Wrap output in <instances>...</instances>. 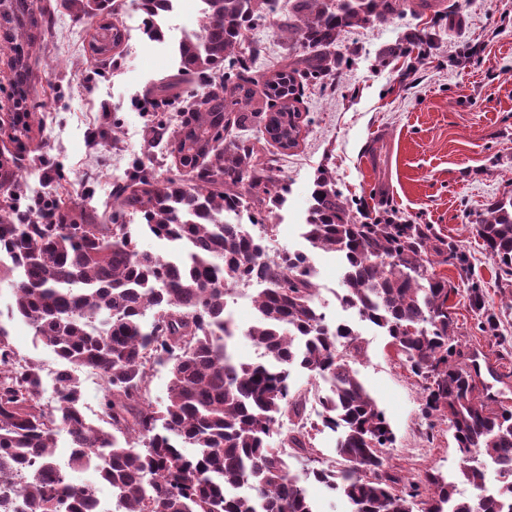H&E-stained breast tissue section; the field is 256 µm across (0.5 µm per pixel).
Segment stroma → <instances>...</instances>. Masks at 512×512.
Segmentation results:
<instances>
[{"label": "stroma", "mask_w": 512, "mask_h": 512, "mask_svg": "<svg viewBox=\"0 0 512 512\" xmlns=\"http://www.w3.org/2000/svg\"><path fill=\"white\" fill-rule=\"evenodd\" d=\"M54 22L42 60L33 66L27 107L32 143L43 148L47 170L30 173L28 199L46 198V172H60L72 202L104 213L112 184L132 162L146 158L145 96L176 74L174 46L196 28L197 13L178 10L168 21L167 40H151L132 0H121L113 20L124 30L115 67L100 70L89 43L96 24L78 20L58 0H42ZM455 10L436 23L437 40L426 65L405 78L406 61L378 64L380 53L422 27L411 16L394 18L346 34L343 48L354 64L324 89L307 90L299 105L303 123L296 148L279 150L274 174L290 187L288 201L265 235L267 251L304 249L301 224L316 172L328 166L344 195L360 199L369 215L395 211L410 224L460 248V266L439 265L437 275L455 286L449 303L455 331L481 352L489 381L502 405L512 408V275L489 257L475 230L487 204L512 193V0H453ZM10 52L0 48V153L14 151L15 117ZM118 126V140L91 142L95 129ZM318 295L327 314L350 320L335 306L341 266L335 253L315 250ZM482 289L484 310L471 308L468 291ZM9 286L0 285V326L21 357L45 369L64 363L22 320L10 317ZM494 315L496 333L482 331ZM360 331L367 351L354 363L360 379L390 421L394 441L387 464L402 479L424 480L427 472L459 470L460 454L447 420L424 412L421 377L404 364L388 336L368 325Z\"/></svg>", "instance_id": "obj_1"}]
</instances>
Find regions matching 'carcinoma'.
I'll return each instance as SVG.
<instances>
[{
	"instance_id": "1",
	"label": "carcinoma",
	"mask_w": 512,
	"mask_h": 512,
	"mask_svg": "<svg viewBox=\"0 0 512 512\" xmlns=\"http://www.w3.org/2000/svg\"><path fill=\"white\" fill-rule=\"evenodd\" d=\"M175 0H133L147 35L163 40L159 19ZM196 30L176 45L175 80L150 93L154 110H176L149 129L148 148L165 144L178 176L161 182L146 163L132 162L112 189L111 223L60 195L22 206L16 157H0V282L9 283L12 315L25 320L68 367L54 411L41 397L39 366L19 368L0 326V509L6 512H86L91 487H112L116 512H317L306 483L322 485L351 512H411L421 496L387 468L393 442L386 416L350 362L364 351L349 321L334 326L317 303L310 258L286 250L264 258L262 237L246 225L269 220L290 192L273 175L266 144L298 145L301 113L293 103L310 85L333 79L354 61L336 50L342 33L411 13L448 14L441 0H201ZM78 19L115 12L114 0H61ZM268 20L288 34L292 53L266 78L257 74L261 43L249 32ZM51 15L35 0H0V33L13 52L17 104L26 101L31 59ZM119 26L99 25L93 49L101 67L116 63ZM435 44L425 26L383 52L381 66L405 57L426 61ZM185 76L206 81L202 98L178 91ZM263 84V112H245ZM181 256L137 248L127 217ZM478 236L489 257L512 273V195L479 216ZM314 249L342 258L339 295L358 320L381 329L413 373L425 380L426 412L448 420L461 455V477L484 499L482 512H512V410L496 407L490 387L468 364L448 300L454 288L434 265L461 260L434 242L421 224L363 222L326 168L317 171L304 224ZM259 279L255 321L242 334L263 349L262 360L236 359V327L224 320L229 290ZM169 369L166 403L146 400L153 366ZM93 368L105 384L106 430L80 413L78 373ZM295 368L328 384L319 398L321 425L339 436L340 467L306 466L292 474L268 438L283 417L284 444L308 458L306 393L293 388ZM69 433L67 470L55 461L57 433ZM193 449L187 454L186 449ZM500 477L497 495L486 467ZM95 478L73 483L70 469ZM429 512H473V497L457 498L453 483L429 472Z\"/></svg>"
}]
</instances>
